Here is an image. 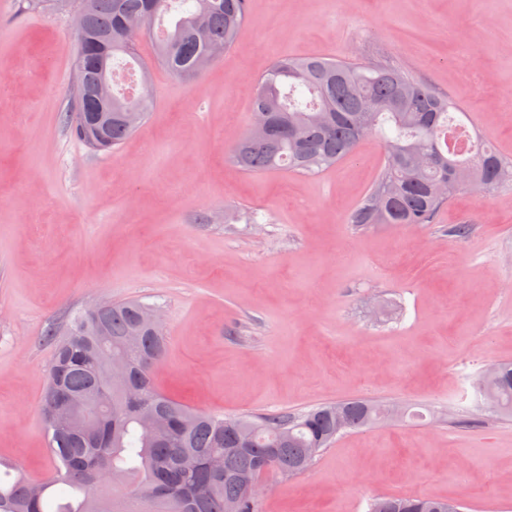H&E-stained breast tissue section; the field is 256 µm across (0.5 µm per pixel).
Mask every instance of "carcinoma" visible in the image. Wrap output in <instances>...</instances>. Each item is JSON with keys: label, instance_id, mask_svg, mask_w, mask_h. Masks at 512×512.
<instances>
[{"label": "carcinoma", "instance_id": "obj_1", "mask_svg": "<svg viewBox=\"0 0 512 512\" xmlns=\"http://www.w3.org/2000/svg\"><path fill=\"white\" fill-rule=\"evenodd\" d=\"M248 0H77L84 36L73 62L75 82L88 91L86 111L74 105L64 123L75 138L97 151L115 152L136 131L124 113L148 116L153 99L146 68L140 92L112 85V123L88 137L87 113L99 103L101 61L110 69L119 56L135 57L127 25L139 22L153 36L154 60L175 77L196 80L224 52L238 44ZM470 113L437 95L405 72L361 67L320 56L276 61L252 99L245 132L229 150L248 173L288 170L317 176L352 156L368 139L380 140L386 163L371 191L351 215L357 227L379 224L421 226L457 194L490 192L512 184V161L478 139L464 154L448 142L451 111ZM146 303H114L95 317L84 309L71 319L65 337L51 328L55 344L41 414L55 476L35 494L31 481L11 461L0 459V512H116L98 495L110 484L147 503V512H224L238 500L241 512H259L245 494L244 480L267 468L290 476L336 439V406L343 409L342 432L375 424L386 405L362 399L315 405L297 413L224 417L182 405L160 391L152 369L164 357L165 332L139 325ZM137 343L127 344L135 327ZM116 361L130 366L133 391L125 396L107 386L102 374ZM475 387L492 409L512 416V362ZM170 415L173 425L150 442L143 426L149 410ZM223 459L217 474L207 466L184 470L179 459ZM460 512L448 499L409 494L372 499L369 512Z\"/></svg>", "mask_w": 512, "mask_h": 512}]
</instances>
